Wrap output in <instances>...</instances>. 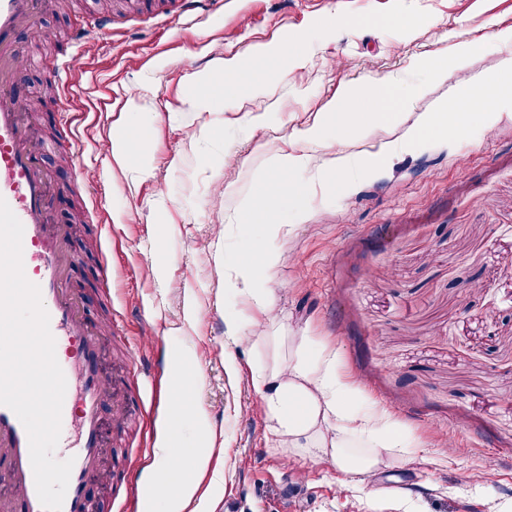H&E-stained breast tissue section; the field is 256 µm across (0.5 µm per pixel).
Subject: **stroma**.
Returning a JSON list of instances; mask_svg holds the SVG:
<instances>
[{
    "label": "stroma",
    "mask_w": 512,
    "mask_h": 512,
    "mask_svg": "<svg viewBox=\"0 0 512 512\" xmlns=\"http://www.w3.org/2000/svg\"><path fill=\"white\" fill-rule=\"evenodd\" d=\"M179 6L48 0L37 25L53 43L21 42V96L53 183L45 207L71 228L67 284L103 338L105 373L132 377L148 409L121 430L104 403L105 460L87 493L106 505L132 488L133 512H165L144 490L168 433L169 363L189 352L213 453L185 512H498L512 500V0H224L218 18ZM98 17L112 36L91 31ZM279 46L302 55L261 88L229 103L191 95L221 60ZM69 57L67 127L50 81ZM380 82L409 100L397 124L374 117L323 148L302 142L329 101L353 89L368 110ZM462 84L481 108L379 159ZM133 111L149 126L147 176L113 155ZM287 153L307 157L293 174L305 204L264 202L288 233L240 237L256 177ZM373 156L350 184L328 180L342 158ZM259 246L281 256L277 312L336 348L346 381L418 443L370 482L275 448L250 383L267 351L230 344L224 325L234 311L243 328L261 320L224 287L226 265Z\"/></svg>",
    "instance_id": "1"
}]
</instances>
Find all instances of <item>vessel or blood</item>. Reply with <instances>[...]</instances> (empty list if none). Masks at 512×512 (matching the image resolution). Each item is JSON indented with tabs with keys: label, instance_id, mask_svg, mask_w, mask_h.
I'll use <instances>...</instances> for the list:
<instances>
[{
	"label": "vessel or blood",
	"instance_id": "1",
	"mask_svg": "<svg viewBox=\"0 0 512 512\" xmlns=\"http://www.w3.org/2000/svg\"><path fill=\"white\" fill-rule=\"evenodd\" d=\"M42 6L43 0H0V198L23 225L24 272L40 288L67 384L60 439L72 441L74 464L61 512H98L86 493V482L104 457L101 407L104 400H111L118 423L132 408L120 381L110 382L104 376L101 338L89 330L64 279L66 230L50 223L43 208L47 182L23 112L24 61L16 51L17 38L36 22ZM0 477L9 486L8 492L0 494V512H44L36 492L27 432L16 414L2 405Z\"/></svg>",
	"mask_w": 512,
	"mask_h": 512
}]
</instances>
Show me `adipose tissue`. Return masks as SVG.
<instances>
[{
	"mask_svg": "<svg viewBox=\"0 0 512 512\" xmlns=\"http://www.w3.org/2000/svg\"><path fill=\"white\" fill-rule=\"evenodd\" d=\"M264 74V69L234 57L218 63L212 75L194 82L193 89L205 100L234 98ZM279 260V254L271 250L257 261L241 258L233 266V278L226 282L248 308L264 314L267 335L246 336L238 326V315L225 319L236 342L288 347L287 352L255 364L250 372L251 386L263 402L277 451L312 460L327 458L356 476L370 474L384 455L411 454L413 445L398 423L375 407L359 408V392L342 376L336 350L314 347L305 328L289 327L280 319L267 286L268 273ZM198 366L196 359L183 353L176 354L169 366V433L157 450L151 487L152 497L167 502L169 512H183L194 497L197 476L212 453L208 422L189 398L188 375ZM189 420L200 433L192 448L183 447L180 435Z\"/></svg>",
	"mask_w": 512,
	"mask_h": 512,
	"instance_id": "adipose-tissue-1",
	"label": "adipose tissue"
}]
</instances>
